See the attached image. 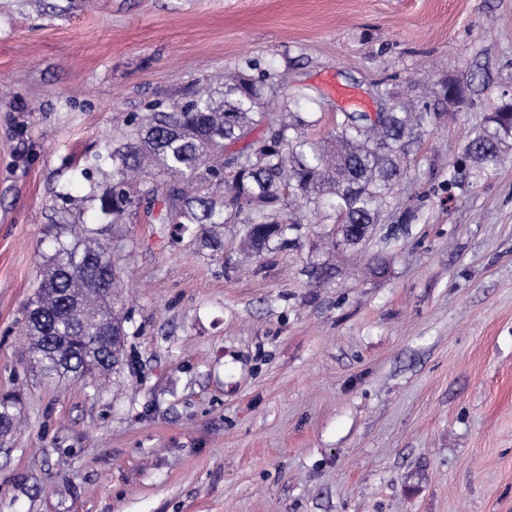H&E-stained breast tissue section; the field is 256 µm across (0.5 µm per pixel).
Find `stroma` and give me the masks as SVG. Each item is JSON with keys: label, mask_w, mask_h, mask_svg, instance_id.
<instances>
[{"label": "stroma", "mask_w": 512, "mask_h": 512, "mask_svg": "<svg viewBox=\"0 0 512 512\" xmlns=\"http://www.w3.org/2000/svg\"><path fill=\"white\" fill-rule=\"evenodd\" d=\"M249 60L308 92L316 142L386 79L469 101L418 134L356 249L305 227L245 270L233 224L218 252L158 204L105 224L112 165L82 171L122 140L114 114ZM504 90L512 0H0V396L21 395L0 512H512V159L446 187ZM74 221L118 258L130 321L121 365L54 381L24 309ZM443 85V101L448 104L446 112H457L466 103L469 85L459 81H446Z\"/></svg>", "instance_id": "1"}]
</instances>
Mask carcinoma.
Wrapping results in <instances>:
<instances>
[{
    "mask_svg": "<svg viewBox=\"0 0 512 512\" xmlns=\"http://www.w3.org/2000/svg\"><path fill=\"white\" fill-rule=\"evenodd\" d=\"M283 75L255 77L238 71L215 87L197 85L188 99L168 111L149 105L143 116L123 117L132 141L112 150V185L97 196L100 213L120 224L141 203L161 201L164 223L190 232L201 247L223 248L219 228L237 224L248 257L256 260L288 245V232L320 216V224L347 225L356 232L374 224L391 204L406 177V147L439 117L426 101L410 103L397 95L385 117L344 112L326 144L306 135L310 122L297 112L301 91L282 103ZM469 85L443 83V101L456 112ZM263 134L251 138L257 128ZM244 146L230 151L238 142ZM512 152V97L494 103L484 123L463 149L465 168L453 163L448 189H462L473 178L501 166ZM119 265L111 251L83 224L61 227L54 253L25 314L28 354L49 378L83 379L111 368L90 339L124 334L125 319L114 310L112 294L100 284H117ZM78 314L77 328L67 318ZM17 416L13 397L0 399V426L10 431Z\"/></svg>",
    "mask_w": 512,
    "mask_h": 512,
    "instance_id": "1",
    "label": "carcinoma"
}]
</instances>
